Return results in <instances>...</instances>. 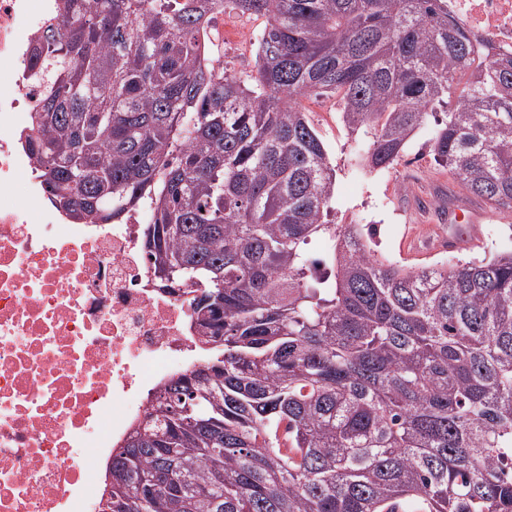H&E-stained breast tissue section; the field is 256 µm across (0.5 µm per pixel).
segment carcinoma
I'll use <instances>...</instances> for the list:
<instances>
[{
    "mask_svg": "<svg viewBox=\"0 0 512 512\" xmlns=\"http://www.w3.org/2000/svg\"><path fill=\"white\" fill-rule=\"evenodd\" d=\"M228 5L266 18L244 80L201 40ZM27 75L48 199L74 224L146 211L149 271L211 353L113 454L107 512H512V250L378 257L330 223L300 103L337 98L372 168L434 124L435 162L512 211V55L448 0H59Z\"/></svg>",
    "mask_w": 512,
    "mask_h": 512,
    "instance_id": "obj_1",
    "label": "carcinoma"
}]
</instances>
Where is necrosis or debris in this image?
<instances>
[{
	"mask_svg": "<svg viewBox=\"0 0 512 512\" xmlns=\"http://www.w3.org/2000/svg\"><path fill=\"white\" fill-rule=\"evenodd\" d=\"M53 3L0 0V512H99L102 469L156 389L207 357L188 294L148 270L144 213L69 223L20 145L38 100L27 61ZM448 12L512 53V0Z\"/></svg>",
	"mask_w": 512,
	"mask_h": 512,
	"instance_id": "obj_1",
	"label": "necrosis or debris"
}]
</instances>
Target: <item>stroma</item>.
Returning <instances> with one entry per match:
<instances>
[{"label":"stroma","instance_id":"stroma-1","mask_svg":"<svg viewBox=\"0 0 512 512\" xmlns=\"http://www.w3.org/2000/svg\"><path fill=\"white\" fill-rule=\"evenodd\" d=\"M262 17L224 11V68L241 78L255 72ZM301 103L321 136L336 169L332 220L373 229L379 250L413 269L453 265L512 250V213L489 208L468 195L437 165L430 152L431 129L418 131L398 163L382 170L361 167L365 135L344 127L334 98L307 96ZM471 237L463 250H448V236Z\"/></svg>","mask_w":512,"mask_h":512}]
</instances>
